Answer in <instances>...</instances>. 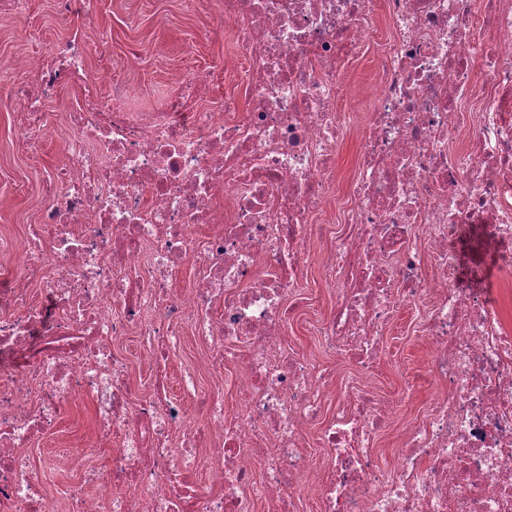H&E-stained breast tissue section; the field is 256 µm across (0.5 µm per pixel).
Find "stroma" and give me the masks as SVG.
Returning a JSON list of instances; mask_svg holds the SVG:
<instances>
[{
	"label": "stroma",
	"instance_id": "obj_1",
	"mask_svg": "<svg viewBox=\"0 0 512 512\" xmlns=\"http://www.w3.org/2000/svg\"><path fill=\"white\" fill-rule=\"evenodd\" d=\"M204 8L205 0H100L89 29L77 16L60 12L55 0H31L26 17L0 20V62L10 65L0 78V289L11 287L20 273L16 259L25 244L26 226L38 210L47 171L67 160L66 114L79 95L77 87L68 86L53 96L47 106L42 153L32 158L9 103L11 85L27 78L24 59L81 39L89 71H96L102 56H110L113 80L131 84L139 101L150 104L188 69L232 57L234 47L228 37L206 36ZM377 76L375 55L347 66L345 77L356 90L352 107L370 111ZM417 316L411 309L398 316L387 337L381 372L368 380L373 390L398 391L405 367L427 364V345L417 333ZM93 428L92 403L76 400L66 406L56 432L24 449L27 461L40 469L48 501H55L68 484L83 480L86 469L103 466L98 455L88 456L82 471L64 462L71 445L89 440Z\"/></svg>",
	"mask_w": 512,
	"mask_h": 512
}]
</instances>
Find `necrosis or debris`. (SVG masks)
I'll list each match as a JSON object with an SVG mask.
<instances>
[{"mask_svg":"<svg viewBox=\"0 0 512 512\" xmlns=\"http://www.w3.org/2000/svg\"><path fill=\"white\" fill-rule=\"evenodd\" d=\"M207 6L233 58L190 70L156 105L113 81L111 61L88 78L75 41L32 59L10 93L36 156L46 101L81 89L23 276L0 293V512H46L20 451L78 398L94 404V434L67 460L103 449L109 462L67 487L59 512H249L254 500L297 512L305 494L318 512H512V326L478 288L481 268L463 265L486 252L512 269V0ZM369 46L378 89L372 112H354L342 66ZM228 68L245 109L216 95ZM352 136L343 187L336 152ZM190 261L197 276L178 287ZM312 271L334 304L306 331L353 363L342 384L335 364L286 348ZM418 304L429 371L406 370L403 385L435 393L409 419L359 377ZM188 333L203 354L179 396L135 395L115 340L138 336L161 378ZM385 434L399 448L390 471L376 456Z\"/></svg>","mask_w":512,"mask_h":512,"instance_id":"obj_1","label":"necrosis or debris"}]
</instances>
